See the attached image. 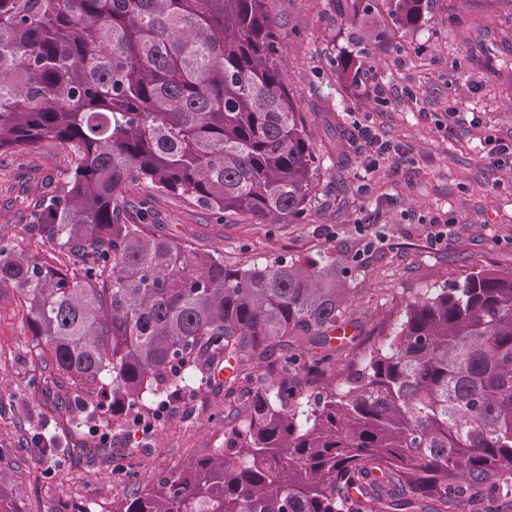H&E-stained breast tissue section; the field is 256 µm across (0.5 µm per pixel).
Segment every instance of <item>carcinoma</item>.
Listing matches in <instances>:
<instances>
[{
	"label": "carcinoma",
	"mask_w": 512,
	"mask_h": 512,
	"mask_svg": "<svg viewBox=\"0 0 512 512\" xmlns=\"http://www.w3.org/2000/svg\"><path fill=\"white\" fill-rule=\"evenodd\" d=\"M429 0L383 6L416 28ZM267 0H0V151L43 138L71 155L29 213L50 259L0 239L40 367L34 387L139 415L225 368L224 447L112 503V512H501L512 495V269L490 265L405 305L394 335L301 409L297 369L324 374L348 309L336 260L228 265L160 232L177 193L212 220L286 224L318 158L289 95ZM361 61L336 57L353 83ZM322 348L306 361L288 343Z\"/></svg>",
	"instance_id": "obj_1"
}]
</instances>
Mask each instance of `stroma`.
<instances>
[{
    "label": "stroma",
    "mask_w": 512,
    "mask_h": 512,
    "mask_svg": "<svg viewBox=\"0 0 512 512\" xmlns=\"http://www.w3.org/2000/svg\"><path fill=\"white\" fill-rule=\"evenodd\" d=\"M282 37L277 64L307 120L317 149V173L306 213L288 224L243 216L214 223L183 196L154 194L130 183L126 196H153L166 232L201 251L246 266L279 257L336 258V275L351 290L345 334L333 340L334 370L358 364L375 341L396 329L406 302L450 287L472 268L512 269V171L482 161L485 140L512 142V0H432L423 27L397 33L395 43L371 40L386 25L384 11L350 24L342 0H268ZM496 43L486 57L481 44ZM365 51L358 84L336 72L341 51ZM457 114H449V106ZM370 126L394 151L369 193H362L360 149L329 148L337 128ZM70 154L53 139L23 155L0 152V238L24 247L25 198L58 186ZM448 222L440 248L427 241L426 222ZM366 222L358 232L357 222ZM29 338L10 284L0 283V395L13 403L0 416V481L17 486L20 512H110L133 484L223 447L214 418L225 409L223 380L162 404L154 401L153 429L106 422L91 399L80 408L55 404L29 385ZM110 434L99 445L100 431ZM57 435L64 455L42 456L33 440Z\"/></svg>",
    "instance_id": "1"
}]
</instances>
